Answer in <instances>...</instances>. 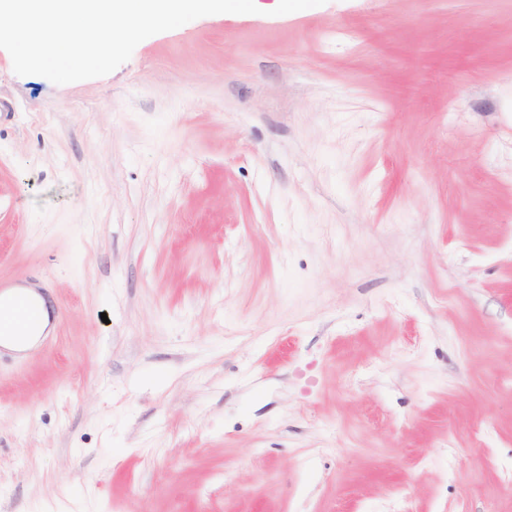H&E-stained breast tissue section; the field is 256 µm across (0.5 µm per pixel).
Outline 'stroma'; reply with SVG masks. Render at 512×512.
I'll use <instances>...</instances> for the list:
<instances>
[{
    "label": "stroma",
    "instance_id": "1",
    "mask_svg": "<svg viewBox=\"0 0 512 512\" xmlns=\"http://www.w3.org/2000/svg\"><path fill=\"white\" fill-rule=\"evenodd\" d=\"M0 512H512V0H326L112 73L0 49ZM0 337L13 336L4 339L2 345L15 351H24L30 348L45 332L49 324V308L42 311L41 323L31 334L17 336L26 332L39 319L38 306L23 295H15L8 303L2 300V293L9 289L0 284Z\"/></svg>",
    "mask_w": 512,
    "mask_h": 512
}]
</instances>
